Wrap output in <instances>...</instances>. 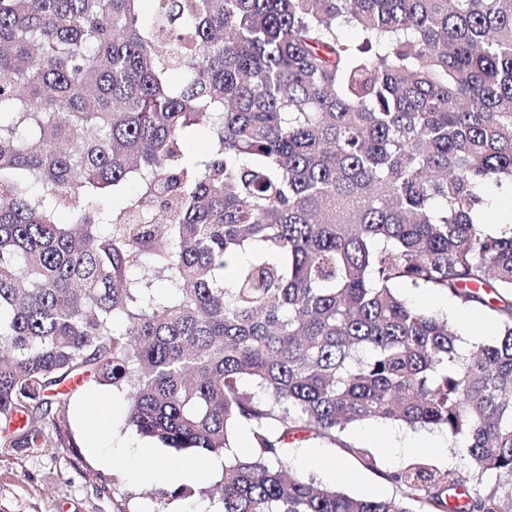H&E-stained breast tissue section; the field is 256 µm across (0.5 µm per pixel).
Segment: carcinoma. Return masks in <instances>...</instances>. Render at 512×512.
Returning a JSON list of instances; mask_svg holds the SVG:
<instances>
[{"instance_id": "cac0c4a2", "label": "carcinoma", "mask_w": 512, "mask_h": 512, "mask_svg": "<svg viewBox=\"0 0 512 512\" xmlns=\"http://www.w3.org/2000/svg\"><path fill=\"white\" fill-rule=\"evenodd\" d=\"M505 182L512 0H0V448L73 447L93 383L224 454L222 512H512V224L479 222ZM372 419L465 471L386 500L287 470L309 439L373 466L344 440ZM399 293L427 313L447 317L455 332L465 342L488 343L495 338L494 325L481 309L459 307L444 295L427 294L408 288H400ZM458 310L466 314L467 322H458Z\"/></svg>"}]
</instances>
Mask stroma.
I'll return each instance as SVG.
<instances>
[{"instance_id":"obj_1","label":"stroma","mask_w":512,"mask_h":512,"mask_svg":"<svg viewBox=\"0 0 512 512\" xmlns=\"http://www.w3.org/2000/svg\"><path fill=\"white\" fill-rule=\"evenodd\" d=\"M401 294L424 311L447 318L463 341L487 343L494 338V325L480 309L463 311L467 320L461 323L457 320L461 311L446 296L408 288ZM125 406V392L85 386L70 404L73 447L36 453L0 448V512H197L202 505L209 512H220L219 497L213 492L218 477L201 475L176 495L139 474L137 450L150 444L127 426ZM347 439L371 450L375 468L362 466L340 447L325 448L324 453L344 468L335 488L357 497H394L398 489L391 474L414 462L441 471L462 467L461 458L449 451L446 436L438 431L369 420L350 428ZM407 440L414 442V451L396 455V448ZM114 452L122 454V461L108 463Z\"/></svg>"}]
</instances>
